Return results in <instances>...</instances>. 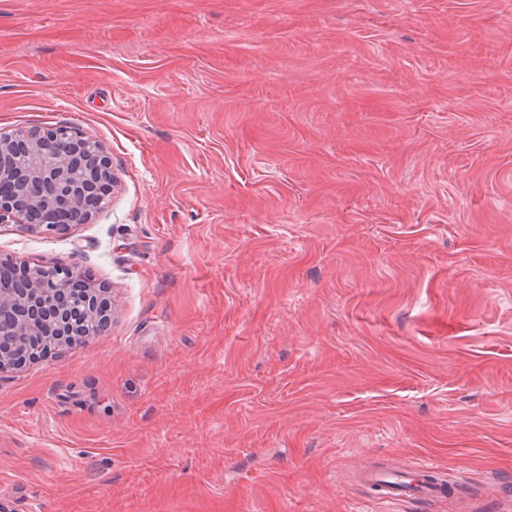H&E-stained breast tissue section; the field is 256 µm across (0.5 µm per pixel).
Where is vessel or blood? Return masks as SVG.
I'll return each instance as SVG.
<instances>
[{
    "mask_svg": "<svg viewBox=\"0 0 512 512\" xmlns=\"http://www.w3.org/2000/svg\"><path fill=\"white\" fill-rule=\"evenodd\" d=\"M418 474L419 470L415 467L379 468L367 470L364 479L384 499H420L430 504L445 502L444 487L421 481Z\"/></svg>",
    "mask_w": 512,
    "mask_h": 512,
    "instance_id": "1",
    "label": "vessel or blood"
}]
</instances>
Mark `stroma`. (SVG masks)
I'll use <instances>...</instances> for the list:
<instances>
[{
	"instance_id": "obj_1",
	"label": "stroma",
	"mask_w": 512,
	"mask_h": 512,
	"mask_svg": "<svg viewBox=\"0 0 512 512\" xmlns=\"http://www.w3.org/2000/svg\"><path fill=\"white\" fill-rule=\"evenodd\" d=\"M60 124L114 195L0 255L115 316L0 373V512H512V0H0ZM428 464L416 467H394L392 469H369L364 473V480L376 488L380 497L388 500L420 499L428 504L446 502V491L440 484L426 483L418 479V474L425 472Z\"/></svg>"
}]
</instances>
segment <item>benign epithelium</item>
Masks as SVG:
<instances>
[{"label": "benign epithelium", "instance_id": "7a95c632", "mask_svg": "<svg viewBox=\"0 0 512 512\" xmlns=\"http://www.w3.org/2000/svg\"><path fill=\"white\" fill-rule=\"evenodd\" d=\"M24 179L31 191L19 198L0 197V223L24 224L34 232L52 231L46 214L69 210L75 223L86 222L110 196L117 180L102 146L75 126L0 132V187ZM64 271L36 267L22 279L21 287L0 286V373L17 369L35 358L25 348L28 336H64L70 344L104 332L111 322V307L104 290L88 288L82 307L74 310L78 324L63 312L39 316L47 296L63 291L55 288Z\"/></svg>", "mask_w": 512, "mask_h": 512}]
</instances>
